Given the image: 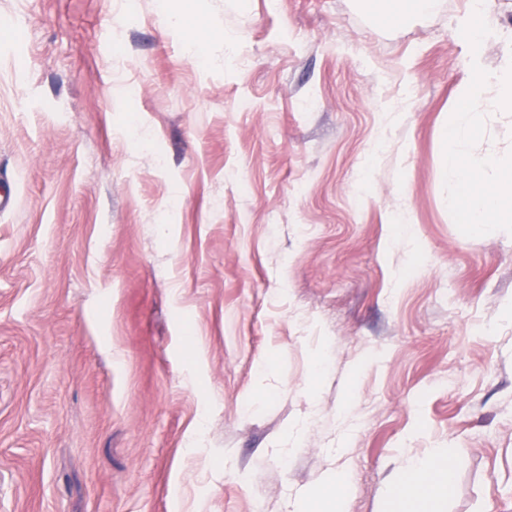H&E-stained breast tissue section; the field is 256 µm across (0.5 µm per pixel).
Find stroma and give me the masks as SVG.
<instances>
[{"label": "stroma", "mask_w": 512, "mask_h": 512, "mask_svg": "<svg viewBox=\"0 0 512 512\" xmlns=\"http://www.w3.org/2000/svg\"><path fill=\"white\" fill-rule=\"evenodd\" d=\"M0 0V512H512V222L442 135L512 0ZM468 154L512 164L485 91ZM434 3L433 0L390 1V5L382 18L386 20L407 13L426 14L432 11ZM428 461L436 469L438 488L443 492H447L453 480V467L445 451L436 448L428 456ZM424 467V462L421 460H418L407 467H405L400 473L395 481V483L392 485V492L395 494V496L398 499H401L404 495L402 492L407 487H412L417 485V477L421 470ZM350 479L348 475L341 470H336V475L329 479L327 491L332 498V503L336 512H344L348 497Z\"/></svg>", "instance_id": "stroma-1"}]
</instances>
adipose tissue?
I'll list each match as a JSON object with an SVG mask.
<instances>
[{"instance_id": "1", "label": "adipose tissue", "mask_w": 512, "mask_h": 512, "mask_svg": "<svg viewBox=\"0 0 512 512\" xmlns=\"http://www.w3.org/2000/svg\"><path fill=\"white\" fill-rule=\"evenodd\" d=\"M496 86L500 105L512 109V82L501 79L500 75L483 71L476 72L467 93L458 99L448 125V168L454 175L457 194L453 203L464 224H484L490 218L512 217V180L503 181L483 192H474L475 184L481 183L490 167L489 159L465 154L462 144L470 138L476 121L484 107V93L487 86ZM432 465L437 474V486L448 490L453 480V467L445 451L435 449L427 461H416L405 467L392 486L394 494H401L405 488L415 486L424 465Z\"/></svg>"}]
</instances>
